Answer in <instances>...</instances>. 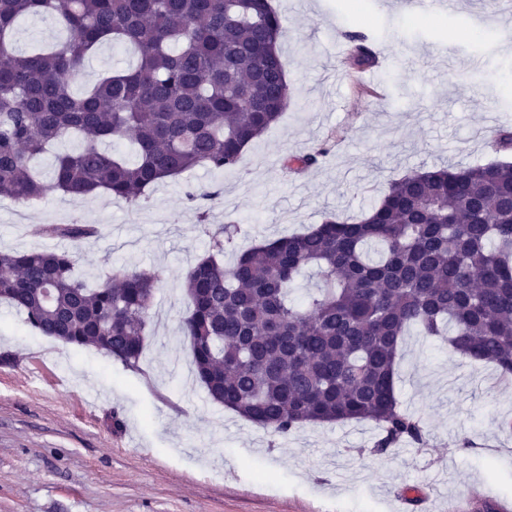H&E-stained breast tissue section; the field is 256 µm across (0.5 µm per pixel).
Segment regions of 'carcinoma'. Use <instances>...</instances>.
<instances>
[{
  "label": "carcinoma",
  "instance_id": "carcinoma-1",
  "mask_svg": "<svg viewBox=\"0 0 512 512\" xmlns=\"http://www.w3.org/2000/svg\"><path fill=\"white\" fill-rule=\"evenodd\" d=\"M50 16L66 38L20 52L22 19ZM284 29L269 0H0V196L37 202L107 194L134 201L194 168L233 169L286 109ZM350 66L376 53L347 34ZM104 44L137 58L81 94L73 85ZM67 135L43 182L33 159ZM115 139L134 158L103 148ZM320 148L284 161L307 170ZM32 233L78 243L93 224H39ZM234 231L189 270L181 330L208 396L280 434L304 424L373 420L375 451L422 443L420 419L396 395L397 357L411 327L448 336L462 361L512 375V162L430 168L392 180L358 216L331 215L301 235L219 256ZM69 250H0V301L42 336L92 347L136 369L157 280L125 271L97 288ZM320 285L290 299L304 269Z\"/></svg>",
  "mask_w": 512,
  "mask_h": 512
}]
</instances>
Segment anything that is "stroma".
<instances>
[{
	"label": "stroma",
	"instance_id": "stroma-1",
	"mask_svg": "<svg viewBox=\"0 0 512 512\" xmlns=\"http://www.w3.org/2000/svg\"><path fill=\"white\" fill-rule=\"evenodd\" d=\"M393 0H271L293 90L276 124L232 170L196 168L129 203L105 194L39 203L0 197V250L62 249L31 235L52 218L96 225L76 245L89 284L131 270L157 279L138 369L31 331L0 303V512H485L512 502V383L448 344L406 336L397 397L425 424L424 444L383 455L370 420L308 424L281 435L211 401L179 326L188 270L224 225L239 248L357 215L391 180L497 160L512 130V60L488 0H450L421 16ZM365 35L379 95L333 49ZM329 152L306 171L289 156ZM204 188L210 200L189 201Z\"/></svg>",
	"mask_w": 512,
	"mask_h": 512
}]
</instances>
